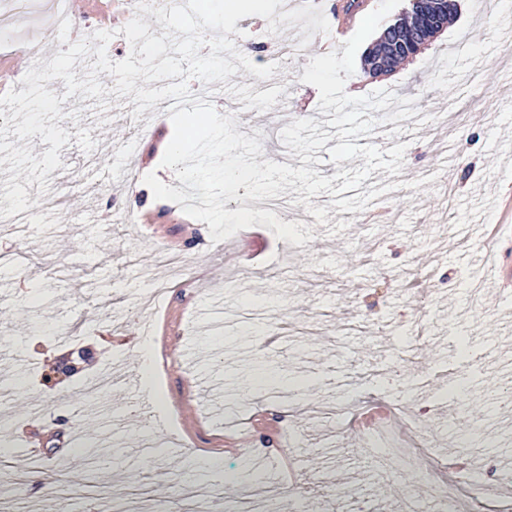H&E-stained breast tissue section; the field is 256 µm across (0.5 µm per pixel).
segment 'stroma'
<instances>
[{"label":"stroma","instance_id":"obj_1","mask_svg":"<svg viewBox=\"0 0 512 512\" xmlns=\"http://www.w3.org/2000/svg\"><path fill=\"white\" fill-rule=\"evenodd\" d=\"M408 6L361 0L329 48L322 33L309 39L301 23H281L279 34L308 42L287 64L257 48L266 20L235 24L248 58L276 66L271 78L242 68L221 85L236 132L262 145L255 162L286 150L293 168L329 178L365 164L331 162L340 143H375L382 128L407 145L399 174L375 170L339 195L285 187L327 210L322 224L305 215L303 244L258 223L215 244L208 223L166 200L148 211L141 239H129L145 195L138 175L171 121L158 103L130 124L137 104L115 94L111 75L96 110L58 120L70 138L44 184L0 164V198L13 179L28 202L24 225L0 228V411L23 424L36 411L43 422L37 469L19 473L20 443L13 460L0 458V484L12 489L0 512H61L73 494L99 508L116 495L147 508L179 497L190 462L207 469L200 489L221 483L227 502L270 500L289 512L299 492L305 512H404L425 497L423 483L386 474L356 448L354 420L374 405L393 411L395 429L423 423L433 466L441 446L477 456L476 476L503 473L512 416L498 403L508 383L495 368L512 371V353L496 366L488 355L503 334L494 272L512 267V227L498 203L512 192V42L501 36L512 0H459L426 49L390 75L365 76V50ZM114 14L132 18L123 0H79L72 26L57 30L30 9L0 31V59L17 62L31 39L69 49ZM326 56L330 70L309 82L308 67ZM47 195L66 208L42 207ZM168 251L181 253L183 277L146 311ZM36 315L45 332H31ZM78 350L81 371L54 376ZM112 365L137 370L136 384L87 397L84 383ZM339 401L346 409L336 415ZM76 427L108 455L84 460L69 442Z\"/></svg>","mask_w":512,"mask_h":512}]
</instances>
